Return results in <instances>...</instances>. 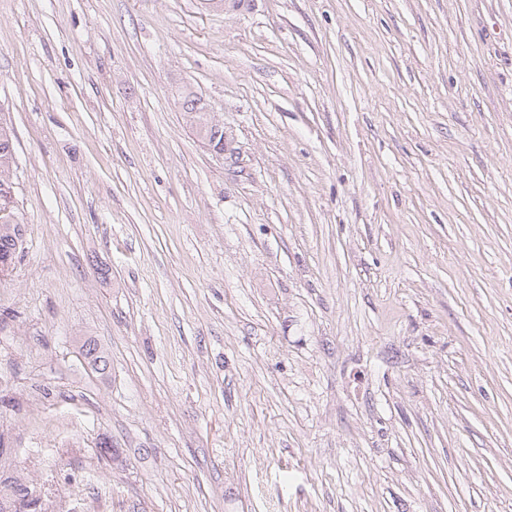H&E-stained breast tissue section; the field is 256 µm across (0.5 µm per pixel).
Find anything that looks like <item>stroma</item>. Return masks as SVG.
I'll use <instances>...</instances> for the list:
<instances>
[{
    "label": "stroma",
    "mask_w": 512,
    "mask_h": 512,
    "mask_svg": "<svg viewBox=\"0 0 512 512\" xmlns=\"http://www.w3.org/2000/svg\"><path fill=\"white\" fill-rule=\"evenodd\" d=\"M0 110L50 512H512V0H0ZM199 101L192 93H186L183 97L182 107L184 112L192 119L198 136L210 147L224 150V130L217 125L209 123L205 113H201L198 107Z\"/></svg>",
    "instance_id": "obj_1"
}]
</instances>
